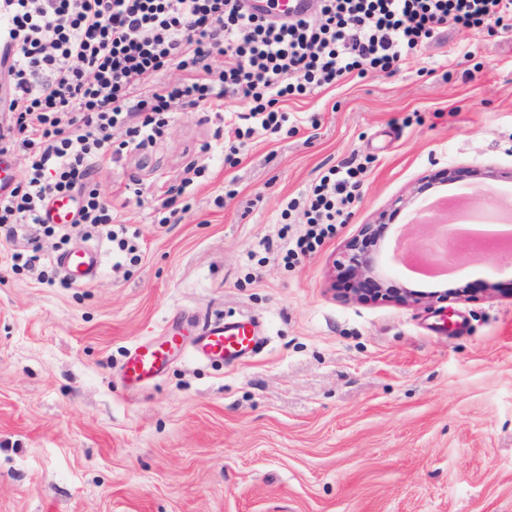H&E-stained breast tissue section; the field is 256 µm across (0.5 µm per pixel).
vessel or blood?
I'll use <instances>...</instances> for the list:
<instances>
[{"label": "vessel or blood", "mask_w": 512, "mask_h": 512, "mask_svg": "<svg viewBox=\"0 0 512 512\" xmlns=\"http://www.w3.org/2000/svg\"><path fill=\"white\" fill-rule=\"evenodd\" d=\"M104 262V254L97 248H74L58 259L59 267L77 284L94 280L101 273ZM184 346L182 334L173 329L164 331L158 341L135 346L124 365L127 383L140 385L156 379L167 368L172 356ZM260 346L261 328L252 319L203 322L195 339L198 355L211 361L232 362L246 358L254 355Z\"/></svg>", "instance_id": "obj_1"}]
</instances>
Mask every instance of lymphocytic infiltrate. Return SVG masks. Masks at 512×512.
<instances>
[{
	"mask_svg": "<svg viewBox=\"0 0 512 512\" xmlns=\"http://www.w3.org/2000/svg\"><path fill=\"white\" fill-rule=\"evenodd\" d=\"M512 28V0H310L281 21L249 12L245 0H0V154L15 157L21 181L0 197V239L10 268L37 271L44 213L69 196L75 226L101 236L118 262H137L136 236L117 222L97 180L123 149L163 139L172 112L219 105L227 93L250 104L262 130L287 117L278 104L345 77L387 72L447 29ZM224 65L213 68L214 55ZM362 166L329 170L306 201L303 233L284 260L312 251L356 200Z\"/></svg>",
	"mask_w": 512,
	"mask_h": 512,
	"instance_id": "1",
	"label": "lymphocytic infiltrate"
}]
</instances>
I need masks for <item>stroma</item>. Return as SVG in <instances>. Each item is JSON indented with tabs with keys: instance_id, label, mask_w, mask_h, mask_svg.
<instances>
[{
	"instance_id": "obj_1",
	"label": "stroma",
	"mask_w": 512,
	"mask_h": 512,
	"mask_svg": "<svg viewBox=\"0 0 512 512\" xmlns=\"http://www.w3.org/2000/svg\"><path fill=\"white\" fill-rule=\"evenodd\" d=\"M283 109L279 133L240 140L228 116L247 103L230 93L222 115L174 112L166 138L103 167L140 262L85 285L0 282V512H512V260H449L469 297L448 306L347 297L334 267L441 170L477 173L450 191L512 198V31L448 30L394 72ZM349 161L365 171L345 223L283 263L310 186ZM171 195L185 210L167 223ZM410 218L380 263L393 287L426 289L389 249L402 233L428 248ZM209 317L261 320L262 348L228 365L188 345L128 391L133 346L170 324L190 342Z\"/></svg>"
}]
</instances>
